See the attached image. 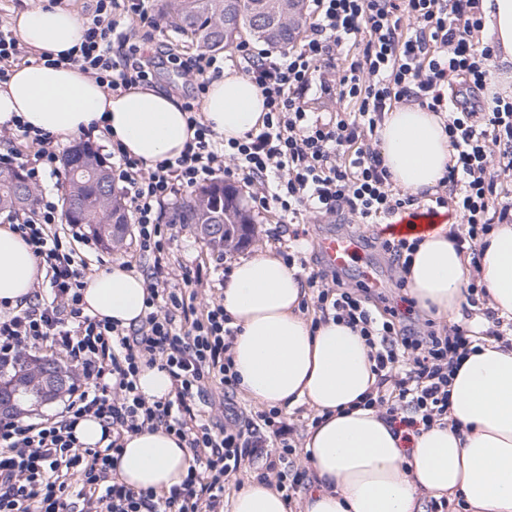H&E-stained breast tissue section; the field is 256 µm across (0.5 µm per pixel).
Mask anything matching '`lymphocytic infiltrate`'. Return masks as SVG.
Wrapping results in <instances>:
<instances>
[{
  "label": "lymphocytic infiltrate",
  "mask_w": 512,
  "mask_h": 512,
  "mask_svg": "<svg viewBox=\"0 0 512 512\" xmlns=\"http://www.w3.org/2000/svg\"><path fill=\"white\" fill-rule=\"evenodd\" d=\"M311 3L312 23L299 46L275 54L244 42L231 58L204 53L191 61L197 91L183 109L195 132L179 157L149 167L113 143L112 177L138 226L139 250L152 259L136 324L123 328L85 313L87 265L72 247L84 234L59 229V200L41 194L7 215L45 263L49 293L23 306L0 302V362L45 347L76 363L83 381L70 387L52 417H0V512H224L227 485L247 470L288 500L304 487L303 475H286L297 446L279 409L227 424L212 418L210 392L230 400L240 382L230 353L237 330L224 311L223 292H212L206 311L197 313L186 290L201 283L202 273L174 266L172 227L160 221L162 209L191 190L222 178L242 183L254 206L274 210L283 224L319 215L374 227L373 240L400 289L421 243L417 236H383L402 217L454 219L455 248L474 265L494 226L512 222V196L503 189L512 180V97L496 95L485 106L445 93L456 83L479 91L487 86L497 46L482 36L481 0ZM157 25L146 0H97L87 38L68 62L112 92L147 82L150 61L131 32ZM353 41L357 53L333 74L331 61ZM228 62L261 89L266 112L262 128L226 141L204 123L201 102L211 77ZM312 92L353 109L316 116L307 107ZM399 103L444 119L454 154L434 193L418 197L395 187L384 164L377 131ZM0 132L32 143L28 151L0 153V164L23 167L37 183L62 179L53 135L31 133L18 120ZM305 254L295 235L281 257L287 267L307 270L320 321L343 322L365 337L376 384L362 404L377 409L404 448H412L422 431L448 420L449 385L470 352V329L411 320L367 285H346L339 271H308ZM144 365L168 373L167 398L151 402L139 392ZM87 417L101 423L103 445L77 441L74 427ZM158 427L189 448L188 473L166 491L131 488L117 475L124 441ZM271 438L278 454L267 448Z\"/></svg>",
  "instance_id": "lymphocytic-infiltrate-1"
}]
</instances>
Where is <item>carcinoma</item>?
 I'll list each match as a JSON object with an SVG mask.
<instances>
[{
  "label": "carcinoma",
  "instance_id": "1",
  "mask_svg": "<svg viewBox=\"0 0 512 512\" xmlns=\"http://www.w3.org/2000/svg\"><path fill=\"white\" fill-rule=\"evenodd\" d=\"M281 0H165L162 14L166 21L191 36L207 50L226 49L233 40L246 35L252 40L286 47L302 32L303 0L290 17L279 8ZM68 191L63 198V216L69 224H81L86 233L104 248H113L120 239L126 215L120 198L114 193L108 168L87 145L70 149L64 159ZM35 187L19 169L0 166V209L29 204ZM78 198L79 211L66 208ZM172 219L177 224H193L203 238L217 249L224 238L243 241L250 219L240 205L235 190L216 182L199 188L178 205ZM75 373L47 357L22 358L11 365L0 364V409L18 413L33 402L57 397L74 382Z\"/></svg>",
  "mask_w": 512,
  "mask_h": 512
}]
</instances>
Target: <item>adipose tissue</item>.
Returning a JSON list of instances; mask_svg holds the SVG:
<instances>
[{
    "instance_id": "1",
    "label": "adipose tissue",
    "mask_w": 512,
    "mask_h": 512,
    "mask_svg": "<svg viewBox=\"0 0 512 512\" xmlns=\"http://www.w3.org/2000/svg\"><path fill=\"white\" fill-rule=\"evenodd\" d=\"M483 16L500 47L497 64L512 63V0H483ZM12 28L43 61L14 67L0 84V126L21 117L28 128L67 144L108 134L146 166L180 155L194 133L182 102L162 89L136 85L111 92L65 64L87 26L59 5L15 11ZM206 124L224 139L261 127L260 88L226 70L211 80L202 101ZM392 180L418 194L435 188L452 156L436 114L403 107L388 112L378 130ZM444 223L425 235L408 275L417 304L454 323L474 276ZM479 276L499 316L512 319V226L497 225L480 247ZM45 268L22 238L0 227V300L26 302ZM306 290L295 270L265 249L235 263L224 288V310L238 332L231 348L242 393L253 402L314 409L318 419L304 438L318 490L304 512H423L421 499L448 496L469 512H512V344L474 343L451 385L448 422L416 437L411 450L380 413L361 407L376 377L364 337L333 321L313 324L300 304ZM141 275L121 263L85 279L88 314L127 327L142 313ZM191 455L162 428L127 436L117 466L127 485L162 491L185 478ZM231 512H289L281 492L254 482L231 500Z\"/></svg>"
}]
</instances>
